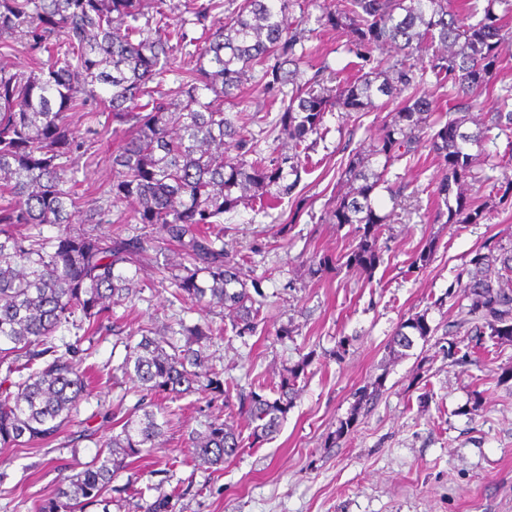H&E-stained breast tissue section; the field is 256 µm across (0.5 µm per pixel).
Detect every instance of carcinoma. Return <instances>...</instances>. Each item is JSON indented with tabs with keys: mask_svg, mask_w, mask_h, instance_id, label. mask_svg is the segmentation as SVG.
<instances>
[{
	"mask_svg": "<svg viewBox=\"0 0 512 512\" xmlns=\"http://www.w3.org/2000/svg\"><path fill=\"white\" fill-rule=\"evenodd\" d=\"M322 0L318 22L343 30L355 53L370 61L373 49L393 51L388 66L377 63L352 81L332 88L320 71L300 70L307 57L304 38L290 27L296 0H240L227 17L223 0L192 3L196 23L207 33L204 45L186 52L193 65L167 89L174 52L188 46L187 33L170 45L167 0H0V38L19 34L32 52L27 71L0 66V446L45 440L61 430L89 395L88 368L68 346L51 344L65 324L96 331L102 316L141 290L137 270L156 267L161 282L181 301L217 304L233 315L238 336L254 335L262 322L258 281L242 278V263L217 245L224 213L276 188L281 199L297 187L305 171L301 155L323 135L329 112H369L376 98L410 91L393 120L367 152H353L340 174L347 191L330 205L329 220L350 225L355 235L345 253L312 256V275L342 266L366 276L381 262L380 238L390 214L381 213L379 192L393 202L402 187L387 179L394 163L424 147L441 176L433 190L435 220L478 224L483 204L459 187L471 175L487 133L512 134V110L488 113V124L466 128L468 113L456 108L434 115L433 100L418 91L428 74L448 100L486 87L509 36L495 6L507 0ZM48 53L43 61L39 54ZM264 68L265 86L282 94L276 125L292 153L247 159L254 152L243 127L225 113L255 66ZM103 108L129 135L112 157V203H137L132 220L148 227L136 235L117 227L108 234L63 231L43 237L47 225L71 223L77 201L68 188L67 162L85 140L76 136L69 111ZM463 322L476 337L512 342V242L491 237L448 286ZM435 332L427 312L408 316L396 328L391 351L413 347ZM181 347H166L146 328L127 346L121 366L137 382L143 411L103 444L91 461L60 482L55 497L39 512H82L101 500L112 479L149 452L161 433L157 415L165 407L155 397L209 392L224 397L254 424L251 444L268 439L293 407L299 379L313 355L283 368L275 397L235 389L206 364L212 325H181ZM28 371L17 382L14 373ZM10 386H5V383ZM351 417L336 438L349 432L356 410L377 399V387L355 393ZM241 434L216 417L192 441V459L212 468L238 455Z\"/></svg>",
	"mask_w": 512,
	"mask_h": 512,
	"instance_id": "carcinoma-1",
	"label": "carcinoma"
}]
</instances>
